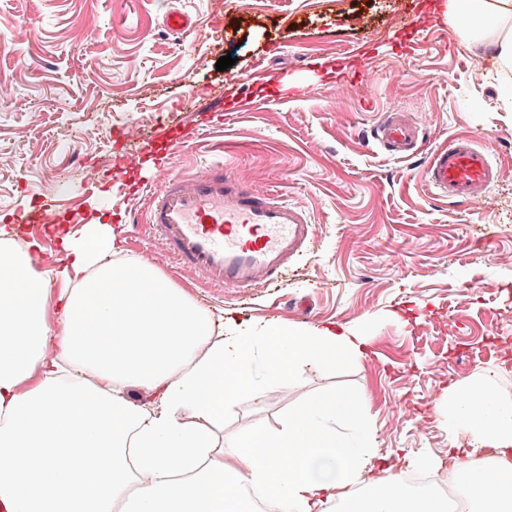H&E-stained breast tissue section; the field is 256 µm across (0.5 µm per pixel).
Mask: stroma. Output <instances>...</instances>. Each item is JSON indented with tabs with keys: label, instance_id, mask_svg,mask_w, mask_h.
Masks as SVG:
<instances>
[{
	"label": "stroma",
	"instance_id": "obj_1",
	"mask_svg": "<svg viewBox=\"0 0 512 512\" xmlns=\"http://www.w3.org/2000/svg\"><path fill=\"white\" fill-rule=\"evenodd\" d=\"M443 2L0 0V215L16 222L54 197L71 230L108 210L115 258L149 260V238L130 237L128 222L158 164L179 174L221 162L241 180L265 177L308 211L317 248L275 288L167 280L243 327L342 324L367 336V357L281 379L260 403L242 396L224 415L225 440L346 392L366 397L379 456L443 454L448 428L433 403L444 387L498 366L512 396V264L500 261L512 255V112L500 108L512 73L460 41ZM171 9L194 20L178 38L164 27ZM228 54L235 65L217 70ZM387 109L419 120L429 147L466 134L487 148L500 177L483 214L435 199L422 160L368 143ZM184 125L196 137L170 151ZM132 126L144 143L131 164L121 143ZM88 161L112 173L94 191Z\"/></svg>",
	"mask_w": 512,
	"mask_h": 512
}]
</instances>
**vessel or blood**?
<instances>
[{
	"mask_svg": "<svg viewBox=\"0 0 512 512\" xmlns=\"http://www.w3.org/2000/svg\"><path fill=\"white\" fill-rule=\"evenodd\" d=\"M371 136L388 154L426 153L423 177L435 197L481 210L500 176L488 151L470 136L426 150L422 126L410 114L377 113ZM144 222L172 268L190 272L210 288L238 291L272 286L317 240L301 207L258 183H243L221 166L177 174L147 192Z\"/></svg>",
	"mask_w": 512,
	"mask_h": 512,
	"instance_id": "obj_1",
	"label": "vessel or blood"
}]
</instances>
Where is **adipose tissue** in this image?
<instances>
[{"label":"adipose tissue","instance_id":"obj_1","mask_svg":"<svg viewBox=\"0 0 512 512\" xmlns=\"http://www.w3.org/2000/svg\"><path fill=\"white\" fill-rule=\"evenodd\" d=\"M461 40L512 67V0H448ZM42 246L0 225V512H251L236 490L286 512H447L403 480L457 474L464 512H512V397L496 375L455 382L435 404L447 456L378 459L360 398L324 394L269 431L219 444L240 397L307 368L365 357V336L319 322L216 327L148 260L112 258V221ZM149 393L134 403L130 394Z\"/></svg>","mask_w":512,"mask_h":512}]
</instances>
